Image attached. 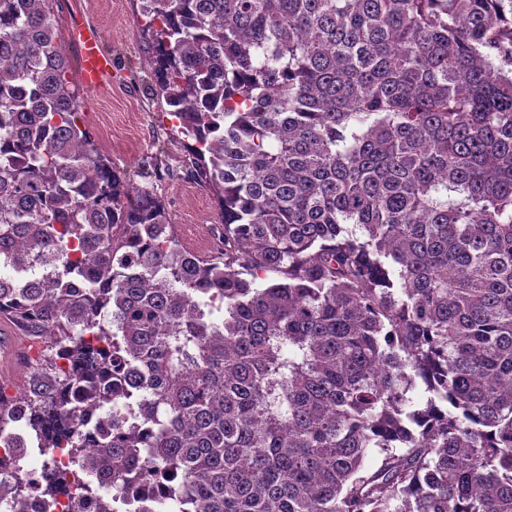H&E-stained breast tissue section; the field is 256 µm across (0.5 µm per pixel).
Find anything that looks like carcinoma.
<instances>
[{"instance_id":"1","label":"carcinoma","mask_w":512,"mask_h":512,"mask_svg":"<svg viewBox=\"0 0 512 512\" xmlns=\"http://www.w3.org/2000/svg\"><path fill=\"white\" fill-rule=\"evenodd\" d=\"M54 2L0 0V317L45 340L0 504L512 512V0H136L206 256L79 128Z\"/></svg>"}]
</instances>
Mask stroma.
Listing matches in <instances>:
<instances>
[{"mask_svg":"<svg viewBox=\"0 0 512 512\" xmlns=\"http://www.w3.org/2000/svg\"><path fill=\"white\" fill-rule=\"evenodd\" d=\"M62 49L72 73L80 71V50L70 33L71 20L81 16L102 33L103 45L114 59L112 75L100 90L84 89L79 125L92 137L101 154L113 165L132 172L137 185L153 187L162 199L181 242L209 253L202 231L212 230L216 204L210 192L183 179L184 148L166 106L151 96L147 85L146 54L140 38L141 20L133 0H55ZM158 160L161 179H145L135 171L143 159ZM27 337L0 319V378L25 387L28 369Z\"/></svg>","mask_w":512,"mask_h":512,"instance_id":"35a3bbf8","label":"stroma"}]
</instances>
